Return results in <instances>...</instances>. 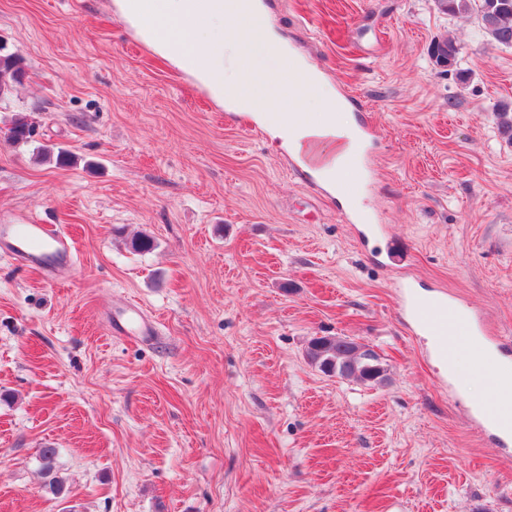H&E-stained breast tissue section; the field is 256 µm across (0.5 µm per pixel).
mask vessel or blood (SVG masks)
Listing matches in <instances>:
<instances>
[{
  "label": "vessel or blood",
  "instance_id": "1",
  "mask_svg": "<svg viewBox=\"0 0 512 512\" xmlns=\"http://www.w3.org/2000/svg\"><path fill=\"white\" fill-rule=\"evenodd\" d=\"M0 252L50 277L72 267L77 255L67 232L58 225L34 221L0 224ZM398 293L408 321L420 335L430 337L436 356L450 363L459 353H467L477 369L489 376L496 389L495 400L473 401L470 412L500 446H512V357L486 336L478 317L459 309L447 296L423 298L408 282L400 283ZM110 333L143 340L156 335L157 320L141 307L126 304L113 310Z\"/></svg>",
  "mask_w": 512,
  "mask_h": 512
}]
</instances>
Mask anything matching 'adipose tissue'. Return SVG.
I'll list each match as a JSON object with an SVG mask.
<instances>
[{
    "instance_id": "1",
    "label": "adipose tissue",
    "mask_w": 512,
    "mask_h": 512,
    "mask_svg": "<svg viewBox=\"0 0 512 512\" xmlns=\"http://www.w3.org/2000/svg\"><path fill=\"white\" fill-rule=\"evenodd\" d=\"M140 39L205 87L212 98L242 112L302 158L327 185L351 171L356 141L351 124L323 94L318 74L304 68L308 91L319 94L318 124H310L297 100L278 107L277 121L256 94L277 85L287 44L269 23L262 0H115Z\"/></svg>"
}]
</instances>
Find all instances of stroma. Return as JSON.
I'll return each instance as SVG.
<instances>
[{"label":"stroma","mask_w":512,"mask_h":512,"mask_svg":"<svg viewBox=\"0 0 512 512\" xmlns=\"http://www.w3.org/2000/svg\"><path fill=\"white\" fill-rule=\"evenodd\" d=\"M263 2L378 132L344 194L111 0H0L26 70L0 101V224H58L78 248L56 279L0 257V512H512V447L460 400L487 378L466 357L447 377L395 288L453 295L512 350V47L435 0ZM20 116L35 135L15 145ZM139 234L152 251H131ZM126 301L158 336L110 335ZM317 336L366 345L383 379L322 373ZM57 456V450L53 447L41 448L39 452V458L42 463V470L45 475L50 476L49 487L51 491L58 496L65 495L66 485L65 480L59 477L55 472V459Z\"/></svg>","instance_id":"stroma-1"}]
</instances>
